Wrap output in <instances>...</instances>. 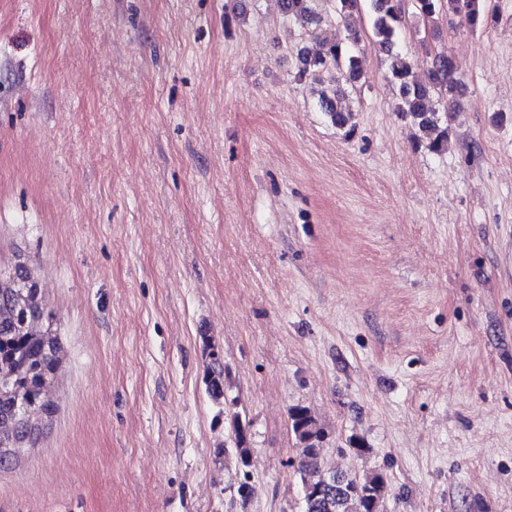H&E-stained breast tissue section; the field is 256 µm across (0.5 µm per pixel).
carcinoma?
I'll return each mask as SVG.
<instances>
[{
    "label": "carcinoma",
    "mask_w": 512,
    "mask_h": 512,
    "mask_svg": "<svg viewBox=\"0 0 512 512\" xmlns=\"http://www.w3.org/2000/svg\"><path fill=\"white\" fill-rule=\"evenodd\" d=\"M361 0H282L284 13L302 27L318 26L324 15L336 12L347 20L360 9ZM373 10V33L378 46L390 60V71L399 84L402 112L417 124L429 148L434 152L448 150V128L438 124L434 95L443 92L451 102L458 97V84L453 78L451 57L442 55L432 62L427 83L408 81L412 66L393 51L399 29L405 20L403 0H370ZM416 15L431 22L440 12L460 16L472 31L486 29L496 18L492 0H410ZM360 37L350 31L349 45L336 42L323 44L317 58L303 57L302 73L313 72L314 81L336 68L349 82L360 78ZM319 107L329 112L336 126L343 128L351 118L345 95L329 97L320 93ZM45 319V307L37 283L25 266L12 271L0 270V457L15 459L20 455V440L29 428H43L56 411V405L45 396L47 382L58 368L57 337ZM211 361L208 391L216 401L224 396V369L220 367L218 348L207 342ZM288 423L298 449L297 473L302 485L303 512H384L383 502L389 491L387 474L369 469L360 474L329 471L322 462L324 427L306 406L289 409ZM228 439L220 453L234 455L239 466H250L246 425L241 414H230Z\"/></svg>",
    "instance_id": "obj_1"
}]
</instances>
